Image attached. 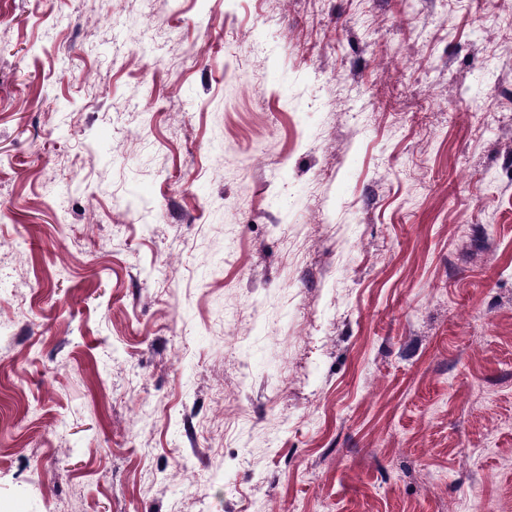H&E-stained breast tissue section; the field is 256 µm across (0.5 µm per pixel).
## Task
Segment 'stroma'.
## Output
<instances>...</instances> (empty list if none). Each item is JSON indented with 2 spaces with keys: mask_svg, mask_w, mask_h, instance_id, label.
Segmentation results:
<instances>
[{
  "mask_svg": "<svg viewBox=\"0 0 512 512\" xmlns=\"http://www.w3.org/2000/svg\"><path fill=\"white\" fill-rule=\"evenodd\" d=\"M510 29L0 0V512H512Z\"/></svg>",
  "mask_w": 512,
  "mask_h": 512,
  "instance_id": "stroma-1",
  "label": "stroma"
}]
</instances>
